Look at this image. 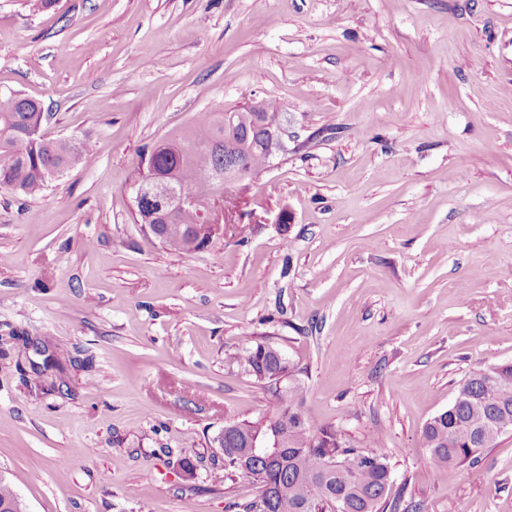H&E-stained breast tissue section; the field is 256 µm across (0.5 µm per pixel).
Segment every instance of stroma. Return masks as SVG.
Returning a JSON list of instances; mask_svg holds the SVG:
<instances>
[{
    "label": "stroma",
    "instance_id": "35a3bbf8",
    "mask_svg": "<svg viewBox=\"0 0 512 512\" xmlns=\"http://www.w3.org/2000/svg\"><path fill=\"white\" fill-rule=\"evenodd\" d=\"M11 93L93 144L38 197L0 188L24 512H236L256 489L215 482L212 439L271 407L226 362L252 340L304 368L313 424L380 431L401 505L512 512V434L447 468L422 439L512 363V0H0ZM252 98L288 103L294 148L251 182L247 242L171 250L136 220L142 156Z\"/></svg>",
    "mask_w": 512,
    "mask_h": 512
}]
</instances>
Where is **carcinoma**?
<instances>
[{
    "instance_id": "cac0c4a2",
    "label": "carcinoma",
    "mask_w": 512,
    "mask_h": 512,
    "mask_svg": "<svg viewBox=\"0 0 512 512\" xmlns=\"http://www.w3.org/2000/svg\"><path fill=\"white\" fill-rule=\"evenodd\" d=\"M43 112L21 94L0 97V188L26 197L42 194L56 178L76 170L91 151L88 140L60 142L41 134ZM234 131L240 158L253 178L278 157L254 113H235ZM224 113L205 112L185 131L169 137L149 154L152 167L167 176L175 193L187 191L192 205L182 208L175 199L142 197L136 218L162 244L191 253L218 237L213 225L201 222L215 209L214 183L196 175L204 155L214 173L224 174V151L214 149L224 139ZM229 364L271 396L272 408L257 420H228L224 433V479L242 475L258 485L255 497L238 504L239 512H387L398 507L391 497V467L373 451L380 435L372 434L366 448L346 440L332 426H314L303 408L304 370L266 342H249L228 356ZM512 430V364L478 366L459 384L448 410L423 428L430 463L436 468L464 466L477 460L494 432L496 440ZM280 435L283 446L265 458L250 451L256 438ZM20 512L13 482L0 477V512Z\"/></svg>"
}]
</instances>
